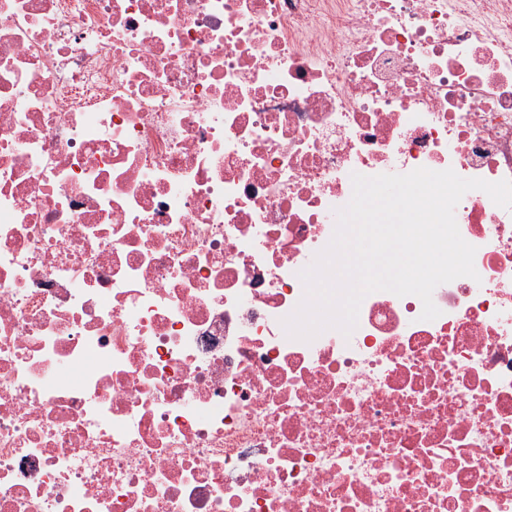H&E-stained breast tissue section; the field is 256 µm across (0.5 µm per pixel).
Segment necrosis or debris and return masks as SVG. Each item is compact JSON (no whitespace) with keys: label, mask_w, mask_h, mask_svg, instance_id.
Here are the masks:
<instances>
[{"label":"necrosis or debris","mask_w":512,"mask_h":512,"mask_svg":"<svg viewBox=\"0 0 512 512\" xmlns=\"http://www.w3.org/2000/svg\"><path fill=\"white\" fill-rule=\"evenodd\" d=\"M420 167L512 180V0H0V512H512V211L282 325Z\"/></svg>","instance_id":"4bbe7bcc"}]
</instances>
